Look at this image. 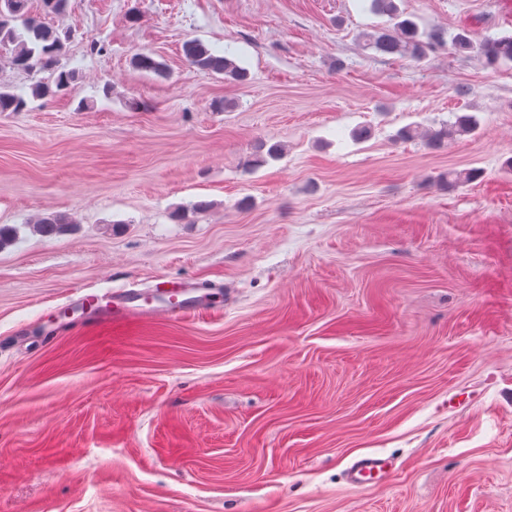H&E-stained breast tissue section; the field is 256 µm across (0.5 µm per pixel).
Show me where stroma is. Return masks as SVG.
<instances>
[{
	"label": "stroma",
	"mask_w": 512,
	"mask_h": 512,
	"mask_svg": "<svg viewBox=\"0 0 512 512\" xmlns=\"http://www.w3.org/2000/svg\"><path fill=\"white\" fill-rule=\"evenodd\" d=\"M397 4L424 32L512 36V0ZM48 20L76 81L0 112V512H512V62L378 53L367 0ZM190 39L247 82L190 66ZM461 112L478 132L441 150L397 137ZM261 141L285 155L247 168ZM451 168L477 177L439 184ZM52 213L66 231H32ZM165 279L219 309L115 329L70 304ZM370 453L388 477L352 489Z\"/></svg>",
	"instance_id": "obj_1"
}]
</instances>
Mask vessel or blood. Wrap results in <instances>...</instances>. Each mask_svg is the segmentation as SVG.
<instances>
[{"instance_id": "obj_1", "label": "vessel or blood", "mask_w": 512, "mask_h": 512, "mask_svg": "<svg viewBox=\"0 0 512 512\" xmlns=\"http://www.w3.org/2000/svg\"><path fill=\"white\" fill-rule=\"evenodd\" d=\"M160 288L166 302L154 304L149 294L136 290L97 291L80 288L75 299L84 305L89 315L103 324H122L135 318L160 316L173 317L181 313L184 302L183 289L176 282L161 283ZM387 473L385 459L376 454H368L357 459L348 469V481L357 490L364 489L371 480L383 478Z\"/></svg>"}]
</instances>
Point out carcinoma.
<instances>
[{"mask_svg": "<svg viewBox=\"0 0 512 512\" xmlns=\"http://www.w3.org/2000/svg\"><path fill=\"white\" fill-rule=\"evenodd\" d=\"M31 3L32 0H0V63L5 61L15 69L50 72V81L37 82L31 89L32 98L38 100L67 91L74 74L60 64L64 42L58 29L34 14ZM371 8L377 14L389 16L393 25L365 33L363 38L368 47L384 55H399L419 62L427 58L428 43L421 39L414 21L401 18L395 0H371ZM452 45L461 52L475 53L489 67L512 62V37H490L475 44L462 29L453 36ZM183 53L188 64L201 71L234 82L247 79V72L233 58L214 52L198 39L186 41ZM132 66L142 73L165 74L163 64L149 53L134 57ZM27 108L26 98L0 87V112H24ZM477 129L476 116L465 112L455 115L454 122L424 133V138L428 146L441 148L448 140L473 134ZM284 154L283 145L271 144L266 150L257 151L248 164L262 165ZM69 224L71 220L67 216L54 214L39 219L32 228L49 236L61 233Z\"/></svg>", "mask_w": 512, "mask_h": 512, "instance_id": "obj_1", "label": "carcinoma"}]
</instances>
